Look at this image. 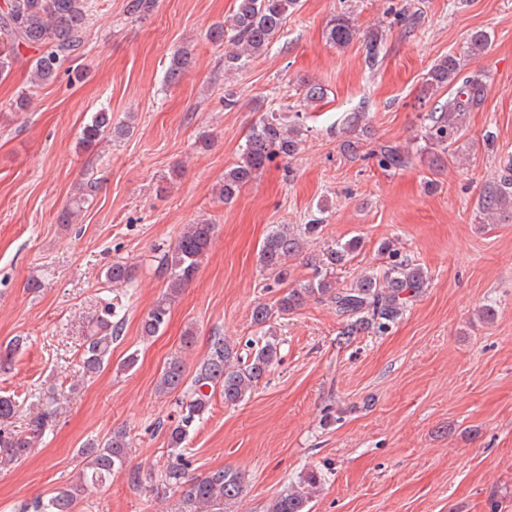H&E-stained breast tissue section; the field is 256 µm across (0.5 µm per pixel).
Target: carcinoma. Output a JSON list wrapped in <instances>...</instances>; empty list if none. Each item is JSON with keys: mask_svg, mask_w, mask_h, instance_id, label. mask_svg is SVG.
I'll use <instances>...</instances> for the list:
<instances>
[{"mask_svg": "<svg viewBox=\"0 0 512 512\" xmlns=\"http://www.w3.org/2000/svg\"><path fill=\"white\" fill-rule=\"evenodd\" d=\"M299 0H236L232 14L214 24L206 34L211 43H227L224 51V70L239 71L250 60L262 56L280 36L283 25ZM96 0H5L0 8V79L7 78L17 52L23 46L31 47L37 55L30 67L29 83L43 86L55 82L65 71V65L83 47L86 32L94 12ZM389 26H397L410 33L417 25V12L405 2L398 8H389ZM357 36L351 17L340 14L330 20L327 40L338 48L347 47ZM365 62L371 68L379 62L385 47L382 28L366 32L362 39ZM489 45L484 31L472 33L465 56L448 54L436 59L427 72L423 94L432 96L445 87L452 88L446 104L422 116L424 147L420 152L429 155L428 167L432 174L442 172L445 164L455 157L452 147L466 132L467 114L480 108L485 98V87L478 75L463 73L468 56L482 54ZM193 48L183 45L172 54L167 69V82L177 84L190 69ZM130 133V126L112 125V113L99 111L81 131L80 143L92 148L112 136L121 138ZM339 139V151L350 157L365 152V157L384 170L402 169L412 162L410 151L396 144L382 142L365 149L372 136L367 114L351 112L334 132ZM302 128L288 124L279 112L267 113L252 127L247 136L240 160L224 171V178L216 184L217 198L229 204L241 189L251 182L277 157L293 158L300 150ZM96 190L89 180L83 195L66 207L58 217L61 224H69L78 216L86 197ZM486 213L512 210V161L503 165L496 185L483 198ZM327 208L317 207L306 224L296 227L281 224L264 238L259 265L263 272L278 284L287 278L285 260L303 256L304 266L311 276L294 286L283 289L272 304L256 303L251 312V323L260 337L252 352L241 355L235 345L221 336L211 340L209 350L198 364L192 377L186 376L182 357L169 358L157 383L163 396L180 394L177 401L178 419L166 430L171 461L162 480L179 492L178 512H212L222 506L228 510L246 491L243 473L231 468H218L203 476L188 477L183 461V448L190 432L209 413L212 399L219 395L227 406H237L249 399L270 372L280 353V342L274 319L295 313L309 301L328 303L342 323V336H357L389 332L404 316L414 298L428 287L429 275L421 265L402 254L396 244L387 240L378 250L385 259L379 270H366L349 282L340 280L339 273L347 267L363 247L362 239L354 236L332 247L311 248L313 238L327 221ZM215 233V225L200 220L186 225L173 246L157 260V269L168 276L164 292L154 302L141 322V335L150 339L167 323L171 308L182 289L192 281ZM105 281L114 287H127L135 279V269L124 261H114L106 269ZM111 306L91 321L80 354V368L85 375L97 373L112 354V343L119 337L121 320H113ZM24 345V338L15 337L0 349V371L12 366L14 356ZM59 398L54 391L35 398L31 405L37 414L25 433L11 428V420L22 411V404L11 396H0V470L8 469L27 455L35 443L55 426ZM130 442L123 430H116L103 441L86 440L79 448L83 466L78 475L79 491L89 495L106 483L112 473L129 463ZM321 477L308 472L298 484L284 489L267 506L266 512H311L310 502ZM76 491L61 488L47 501L37 500L21 507V512H75Z\"/></svg>", "mask_w": 512, "mask_h": 512, "instance_id": "obj_1", "label": "carcinoma"}]
</instances>
